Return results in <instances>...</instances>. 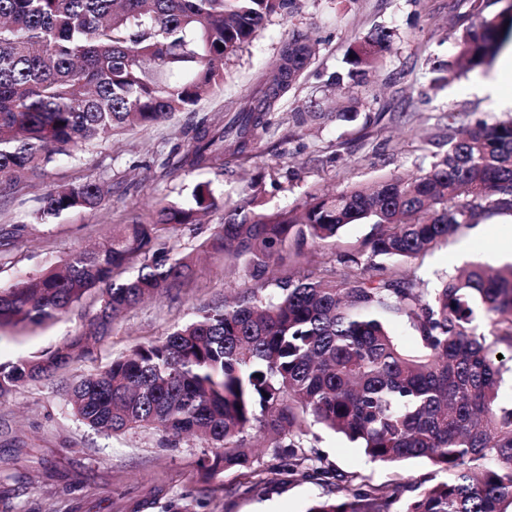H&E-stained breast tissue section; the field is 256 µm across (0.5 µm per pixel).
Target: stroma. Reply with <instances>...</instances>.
<instances>
[{"instance_id":"35a3bbf8","label":"stroma","mask_w":512,"mask_h":512,"mask_svg":"<svg viewBox=\"0 0 512 512\" xmlns=\"http://www.w3.org/2000/svg\"><path fill=\"white\" fill-rule=\"evenodd\" d=\"M472 0H302L293 14L270 19L254 40L224 63V83L193 111L155 126L129 127L112 140L93 142L75 159L57 158L44 178L0 190V288L27 273L102 242L113 225L125 224L158 201L186 202L193 187L211 182L225 201L245 199L258 180L268 211L303 207L310 195L370 185L396 173L428 167L448 148V113L492 124L512 118V107L474 93L481 72L449 75L434 83L432 66L454 61L456 42L469 23ZM391 34L377 69L349 77L355 43L378 30ZM308 36L316 54L297 84L276 101L268 129L257 130L246 154L223 157L203 169L179 166L181 150L200 119L224 126L251 94L276 72L282 46L294 34ZM93 177L111 191L95 210H78L41 223L43 196L61 185ZM369 224L346 225L336 243L311 248L296 277L335 267L338 254L366 260ZM512 263V213L461 225L402 273L423 291L472 264L501 268ZM212 259L198 260L191 277L170 293L138 303L112 327L77 369L27 382L0 396V512H304L331 488L296 478L257 494L247 477L223 473L203 481L195 462L205 441L166 446L152 432L112 434L80 423L67 403L77 374L104 366L135 346L167 336L197 308L223 299L226 289L249 292L243 264L220 273ZM97 304L84 299L55 323L0 333V364L61 346L87 327ZM309 458L337 471L389 488L431 476L428 460L391 464L371 461L343 435L312 427L302 441Z\"/></svg>"}]
</instances>
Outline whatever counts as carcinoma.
I'll return each instance as SVG.
<instances>
[{
    "instance_id": "1",
    "label": "carcinoma",
    "mask_w": 512,
    "mask_h": 512,
    "mask_svg": "<svg viewBox=\"0 0 512 512\" xmlns=\"http://www.w3.org/2000/svg\"><path fill=\"white\" fill-rule=\"evenodd\" d=\"M301 0H0V187L45 174L54 156L76 158L94 141L128 126L151 127L195 107L224 82V60L250 43L269 18L294 13ZM475 0L457 39L468 70L491 65L512 36L505 14ZM383 30L360 39L351 64L376 67ZM288 68L271 96L246 103L224 127L198 132L184 163L209 167L217 151L242 155L274 102L312 60L306 37L283 45ZM105 201L90 178L50 191L47 221ZM224 210L220 230L194 251L242 259L254 281L249 296L198 308L165 338L115 357L70 387L68 404L85 425L160 432L210 441L196 462L205 480L250 474L252 489L302 476L336 484L305 512H512V404L499 402L501 361L480 325L489 320L512 349V265L473 266L430 293L375 259L408 261L462 224L512 212V120L471 125L448 112V150L428 168L393 174L375 188L314 196L302 214L265 212L259 191L231 206L211 182L191 203H160L147 218L119 224L102 246L76 249L58 265L0 289V332L48 324L94 294L87 331L37 359L0 365V393L49 378L92 354L114 321L141 300L169 292L192 269V253L173 241L199 217ZM356 221L374 224L366 264L337 256L338 267L304 279L283 270L280 293L263 296L268 269L291 253L336 241ZM404 317L422 350L403 351L388 319ZM319 424L359 444L374 461L425 458L443 478L401 498L359 476L310 463L300 443ZM259 428L274 463L253 466L244 434Z\"/></svg>"
}]
</instances>
